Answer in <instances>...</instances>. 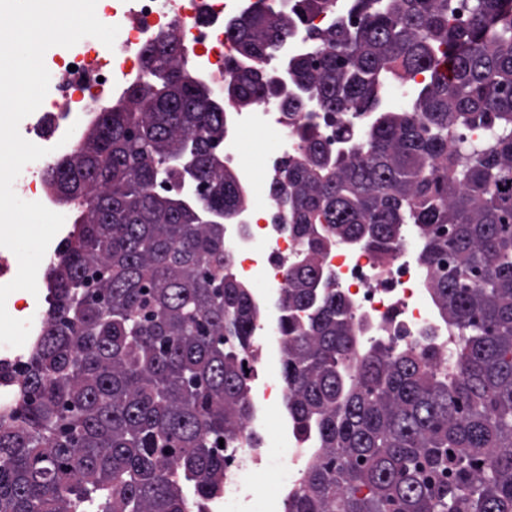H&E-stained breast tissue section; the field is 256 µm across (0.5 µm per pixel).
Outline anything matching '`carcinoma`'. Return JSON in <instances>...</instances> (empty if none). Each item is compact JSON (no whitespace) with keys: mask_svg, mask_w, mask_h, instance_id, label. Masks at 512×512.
Wrapping results in <instances>:
<instances>
[{"mask_svg":"<svg viewBox=\"0 0 512 512\" xmlns=\"http://www.w3.org/2000/svg\"><path fill=\"white\" fill-rule=\"evenodd\" d=\"M333 0H296L224 24L236 58L288 62L336 139V116L372 112L426 71L410 109L381 112L365 151L333 153L311 123L270 182L279 223L305 248L280 330L288 415L317 443L287 512H512V0H353L351 24L305 30ZM184 45L144 49L150 86L107 103L44 176L75 210L48 269L42 334L13 364L0 415V512H185L224 477L215 448L251 410L248 357L260 309L233 272L224 222L246 206L224 168L232 114L275 92L238 71L208 96L181 76ZM224 111H219L218 103ZM483 127L488 139L468 141ZM414 225L454 361L377 342L357 366L350 303L317 262L333 240L385 260Z\"/></svg>","mask_w":512,"mask_h":512,"instance_id":"carcinoma-1","label":"carcinoma"}]
</instances>
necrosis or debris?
<instances>
[{"label":"necrosis or debris","mask_w":512,"mask_h":512,"mask_svg":"<svg viewBox=\"0 0 512 512\" xmlns=\"http://www.w3.org/2000/svg\"><path fill=\"white\" fill-rule=\"evenodd\" d=\"M262 4L279 13L290 10L293 0H121L112 10V22L119 27L113 47L90 46L69 56L49 87L48 95L56 110L52 131L43 132L42 115L35 112L24 119V133L30 142L53 148L55 157L68 156L83 134L92 94H99L106 103L142 83V50L163 33H176L196 74L212 90L222 92L230 74L226 62L234 54L233 42L224 34V22L249 14ZM312 49V41L301 33L281 40L269 60L241 59L237 65L244 70L263 69L292 95L296 88L288 62ZM233 128H274L279 132L259 163L239 153L233 139H226L224 144V165L245 187L249 198L241 224L225 225L224 238L236 255L235 268L240 277L254 290L253 301L265 307L255 333L264 338L260 352L270 362L282 354L280 302L288 287L289 263L301 252L302 243L289 233L287 225L273 223L279 201L266 183L259 181L257 173L272 171L277 162L297 153L299 141L294 126L288 125L279 107L265 102L237 113ZM418 253L419 238L410 228L387 260H379L361 243L341 241L322 253L318 262L349 300L363 343L379 339L401 348L428 338L444 363L449 358L448 327L428 300ZM255 379L250 396L253 411L237 442L221 450L224 489L214 497V505L207 512H285L288 493L296 489L316 446L313 438L278 423V433L288 447L287 490L274 496L254 492L248 477L262 456L250 441L256 425L268 423L276 399L285 392L280 381L265 377L263 371H256Z\"/></svg>","instance_id":"obj_1"}]
</instances>
